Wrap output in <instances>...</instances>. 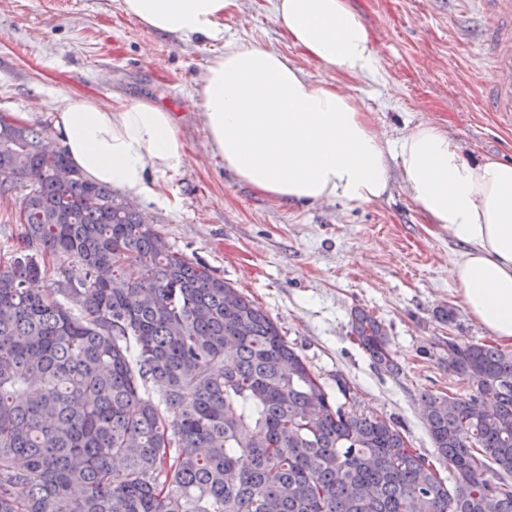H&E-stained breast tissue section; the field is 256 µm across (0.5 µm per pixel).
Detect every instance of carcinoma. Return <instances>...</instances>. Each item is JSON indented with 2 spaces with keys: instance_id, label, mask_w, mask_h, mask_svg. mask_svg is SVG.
<instances>
[{
  "instance_id": "1",
  "label": "carcinoma",
  "mask_w": 512,
  "mask_h": 512,
  "mask_svg": "<svg viewBox=\"0 0 512 512\" xmlns=\"http://www.w3.org/2000/svg\"><path fill=\"white\" fill-rule=\"evenodd\" d=\"M45 132L0 123V198L26 191L0 263V512H512L511 352L443 343L473 387L421 397L444 479L110 187L58 182ZM48 255L82 277L39 287ZM352 333L399 371L381 321L357 309Z\"/></svg>"
}]
</instances>
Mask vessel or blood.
I'll use <instances>...</instances> for the list:
<instances>
[{
    "mask_svg": "<svg viewBox=\"0 0 512 512\" xmlns=\"http://www.w3.org/2000/svg\"><path fill=\"white\" fill-rule=\"evenodd\" d=\"M479 13L483 27L477 33L494 72L488 94L480 95V104L490 112L512 115V0H469Z\"/></svg>",
    "mask_w": 512,
    "mask_h": 512,
    "instance_id": "obj_1",
    "label": "vessel or blood"
}]
</instances>
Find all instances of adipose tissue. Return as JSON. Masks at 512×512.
<instances>
[{"label":"adipose tissue","mask_w":512,"mask_h":512,"mask_svg":"<svg viewBox=\"0 0 512 512\" xmlns=\"http://www.w3.org/2000/svg\"><path fill=\"white\" fill-rule=\"evenodd\" d=\"M236 0H121L146 29L224 47L199 91L211 151L257 194L283 205L368 204L392 173L426 223L461 250L450 270L468 313L512 345V162L465 158L434 122L396 143L340 86L313 81L282 52L224 38ZM288 41L347 77L378 74L374 38L349 0H271ZM55 136L89 181L152 193L151 174L179 171L185 144L174 113L146 99L82 100L58 107Z\"/></svg>","instance_id":"ef3b65f1"}]
</instances>
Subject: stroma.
I'll return each mask as SVG.
<instances>
[{
	"label": "stroma",
	"mask_w": 512,
	"mask_h": 512,
	"mask_svg": "<svg viewBox=\"0 0 512 512\" xmlns=\"http://www.w3.org/2000/svg\"><path fill=\"white\" fill-rule=\"evenodd\" d=\"M237 2L224 13L225 39L275 48L312 80L346 87L384 140L431 120L466 154L512 161V126L478 108L493 71L463 38L462 0H351L376 38L374 80L307 60L275 24L270 0ZM218 51L147 30L116 0H0V113L52 126L58 106L116 94L174 112L188 161L156 175L157 194L134 197L144 219L265 310L322 381L344 378L362 409L396 423L410 448L435 458L422 393L471 391L448 373L439 345L493 340L456 289L448 265L456 243L424 223L396 174L388 197L361 205H279L237 181L208 151L200 111L198 90ZM444 308L454 311L452 323L439 319ZM357 309L384 325L399 373L355 344Z\"/></svg>",
	"instance_id": "stroma-1"
}]
</instances>
